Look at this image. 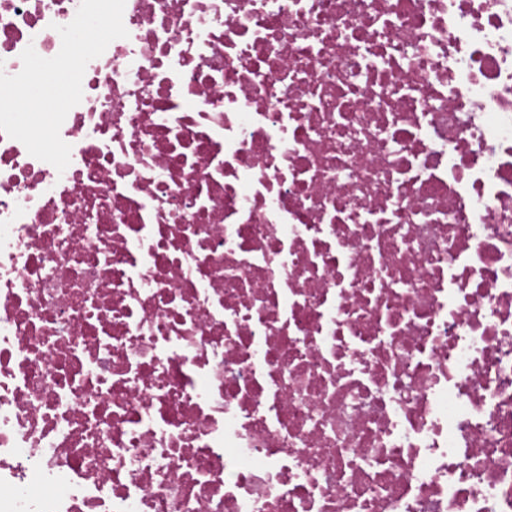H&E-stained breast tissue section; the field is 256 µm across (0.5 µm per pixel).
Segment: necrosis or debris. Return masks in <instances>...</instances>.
Masks as SVG:
<instances>
[{
    "label": "necrosis or debris",
    "mask_w": 512,
    "mask_h": 512,
    "mask_svg": "<svg viewBox=\"0 0 512 512\" xmlns=\"http://www.w3.org/2000/svg\"><path fill=\"white\" fill-rule=\"evenodd\" d=\"M123 23L64 171L0 131V512H512V0Z\"/></svg>",
    "instance_id": "necrosis-or-debris-1"
}]
</instances>
